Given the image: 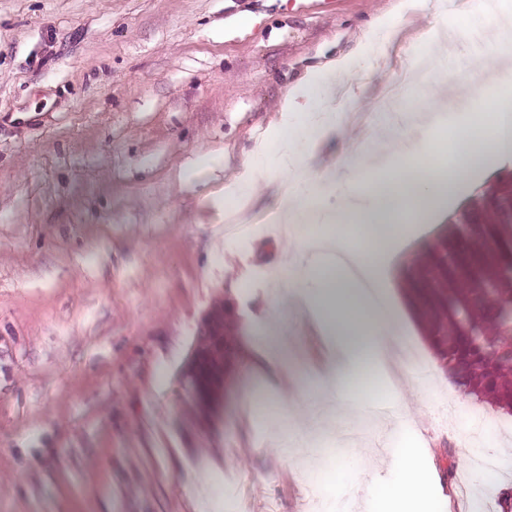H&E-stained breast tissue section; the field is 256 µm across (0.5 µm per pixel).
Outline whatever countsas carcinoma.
<instances>
[{
  "label": "carcinoma",
  "mask_w": 512,
  "mask_h": 512,
  "mask_svg": "<svg viewBox=\"0 0 512 512\" xmlns=\"http://www.w3.org/2000/svg\"><path fill=\"white\" fill-rule=\"evenodd\" d=\"M403 288L421 334L448 368V337L480 341L469 395L512 408V369L498 351L512 347V173L471 197L448 218V230L406 262Z\"/></svg>",
  "instance_id": "cac0c4a2"
}]
</instances>
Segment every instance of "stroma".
Here are the masks:
<instances>
[{
	"instance_id": "1",
	"label": "stroma",
	"mask_w": 512,
	"mask_h": 512,
	"mask_svg": "<svg viewBox=\"0 0 512 512\" xmlns=\"http://www.w3.org/2000/svg\"><path fill=\"white\" fill-rule=\"evenodd\" d=\"M395 0H0V512H374L375 484L397 479L396 448L411 441L440 476L444 512H512V497L466 458L456 421L512 440V413L464 396L405 318L423 400L402 364L379 400L408 405L412 427L353 417L339 445L365 462L324 461L315 478L301 425L321 419L332 353L305 316L286 311L288 338L267 335L263 368L237 358L234 380L203 417L187 388L215 316L258 329L277 300L264 273L292 250L275 224L278 181L240 206L224 187L251 163L258 139L281 133L279 97L356 37ZM401 36L356 66L344 117L321 149L337 181L369 161L353 153L349 113L369 109L391 74L435 60L457 30L439 90L448 121L512 88V56L467 67L476 46L459 16L408 11ZM512 172L494 162L466 178L446 212L404 225L387 250L385 282L477 191ZM255 222L225 251L224 219ZM294 407L297 430L263 420ZM451 405L456 420L441 411Z\"/></svg>"
}]
</instances>
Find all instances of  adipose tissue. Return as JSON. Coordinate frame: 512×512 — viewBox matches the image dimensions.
<instances>
[{
    "instance_id": "adipose-tissue-1",
    "label": "adipose tissue",
    "mask_w": 512,
    "mask_h": 512,
    "mask_svg": "<svg viewBox=\"0 0 512 512\" xmlns=\"http://www.w3.org/2000/svg\"><path fill=\"white\" fill-rule=\"evenodd\" d=\"M350 70L346 58H327L289 83L280 98L281 114H293L295 120L276 146L264 143L257 150L288 185L281 197L280 223H294L302 214L314 224H332L345 215L352 223L386 232L409 221L424 223L458 194L464 177L492 161L512 158V136L506 133L512 125V92L463 114L455 126V153L443 166L426 139L443 122L438 95L407 98L400 106L409 115L403 128L380 124L366 137L370 153L388 155V176L354 178L338 188L334 167L316 166L312 160L337 127L329 105L341 96L339 79ZM271 274L289 305L311 318L334 353L323 381L332 418L350 414L361 398L351 389L361 367L387 364L392 345L405 338L401 313L382 286L379 254L314 237L299 242L292 256L274 264ZM394 467L397 481L373 491L377 512H441L439 480L419 449H396Z\"/></svg>"
}]
</instances>
